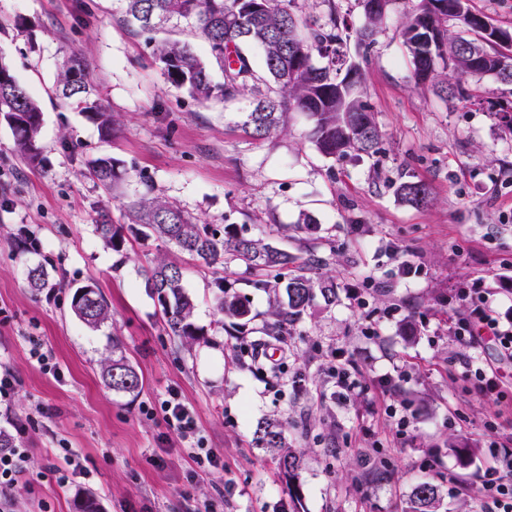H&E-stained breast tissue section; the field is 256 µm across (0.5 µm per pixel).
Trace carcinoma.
I'll return each mask as SVG.
<instances>
[{"mask_svg":"<svg viewBox=\"0 0 512 512\" xmlns=\"http://www.w3.org/2000/svg\"><path fill=\"white\" fill-rule=\"evenodd\" d=\"M127 24L149 34L153 56L167 80L175 87L207 104H223L238 97L250 100L251 110L240 124L241 132L254 140L269 138L285 128L289 115L302 112L311 121L309 138L320 154L333 160L352 153L376 151L379 130L374 114L362 97L365 77L350 62L348 41L370 50L396 0H384L385 9L363 11L364 24L352 29L336 11L335 0H314L318 14H304L298 0H120ZM434 0H416L405 13L400 35L411 56L412 74L438 85L445 97L470 100L477 91L461 85L448 87L443 74L482 80L486 76L512 84V42H496L487 31H497L489 18L473 11L468 0H442L445 8L432 11ZM186 25L193 38L204 45L198 52L189 40L152 34ZM220 76H215V72ZM0 120L14 136V151L32 166L42 163L40 135L42 109L28 89L18 81L0 57ZM57 88L82 113L95 117L101 133L110 137L120 119L106 107L88 80L85 60L72 53L63 61ZM90 175L108 193L121 192L127 170L121 160L100 155L88 161ZM402 202L425 208L432 202L429 186L421 181H404L398 188ZM134 224L141 233L161 243L173 244L205 266L217 270L237 262L254 273V285L273 295L276 335L286 334L285 325L301 318L315 292L326 304L336 301V285L295 272L296 258L259 240L238 234L232 227L218 233L202 224L177 204L159 196L143 194L127 202ZM102 239L120 250L122 239L113 225H96ZM149 287L163 308L171 335L192 343L197 328L195 309L184 287V268L161 260L143 270ZM29 288L39 293L49 284L43 266L27 270ZM212 286L220 293L219 309L229 318L249 316L247 304L224 289V278ZM71 308L86 325L97 328L111 318V307L96 283L75 289ZM107 387L115 392L133 393L139 388L135 369L124 359H114L103 370ZM255 447L268 452L277 469L294 486L304 466V455L290 447L283 424L277 419L257 423ZM442 499L438 486L423 481L409 496L407 512H439Z\"/></svg>","mask_w":512,"mask_h":512,"instance_id":"obj_1","label":"carcinoma"}]
</instances>
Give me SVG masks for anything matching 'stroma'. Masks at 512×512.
I'll use <instances>...</instances> for the list:
<instances>
[{
	"mask_svg": "<svg viewBox=\"0 0 512 512\" xmlns=\"http://www.w3.org/2000/svg\"><path fill=\"white\" fill-rule=\"evenodd\" d=\"M405 9L391 11L370 53L350 48L365 72L377 152L334 161L309 140L302 113L291 114L287 132L255 141L238 128L246 99L204 104L172 86L117 0H0V56L43 110L36 167L14 154L0 121V366L19 381L0 402V429L31 420L12 512H75L82 493L95 495L101 512H200L208 502L217 512H406L422 480L439 486L445 512H481L455 484L475 480L493 434H512V386L477 396L467 373L494 347L474 350L449 336V300L460 282L478 278L500 312L512 311V295L499 291L512 278V132L487 106L416 84L399 36ZM74 51L120 116L112 138L55 92L58 66ZM104 154L127 169L120 197L88 173V160ZM406 180L430 186L429 207L398 199ZM149 185L214 229L231 224L299 260L317 256L322 264L309 275L333 276L335 303L315 297L280 352L268 293L231 263L224 285L250 317L218 327L212 269L131 227L124 203ZM303 213L316 217L315 233L298 225ZM103 218L121 234V250L96 233ZM394 245L419 263L416 276H399ZM160 256L185 269L200 331L193 344L168 334L140 274ZM36 264L50 282L38 294L26 285ZM91 280L112 306L97 328L71 309L73 287ZM32 336L53 353L60 377L31 359ZM116 348L139 376L136 393L103 384L101 365ZM338 363L353 364L363 382L391 375L405 425L361 399H340L330 375ZM173 390L218 467L198 466L169 429L161 404ZM265 418L282 421L304 453L299 502L252 443ZM460 446L478 453L460 461ZM70 453L79 468L68 465Z\"/></svg>",
	"mask_w": 512,
	"mask_h": 512,
	"instance_id": "obj_1",
	"label": "stroma"
}]
</instances>
